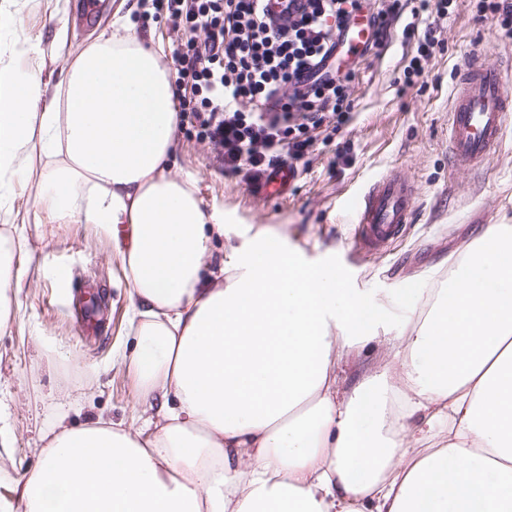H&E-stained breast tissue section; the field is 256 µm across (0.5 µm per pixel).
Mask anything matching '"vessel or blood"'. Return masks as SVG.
Returning <instances> with one entry per match:
<instances>
[{
    "mask_svg": "<svg viewBox=\"0 0 512 512\" xmlns=\"http://www.w3.org/2000/svg\"><path fill=\"white\" fill-rule=\"evenodd\" d=\"M512 121V82L486 53L471 55L460 70L448 110V143L453 165L469 170L502 141ZM416 188L392 172L375 180L351 204L353 238L364 252L403 237L414 219Z\"/></svg>",
    "mask_w": 512,
    "mask_h": 512,
    "instance_id": "vessel-or-blood-1",
    "label": "vessel or blood"
}]
</instances>
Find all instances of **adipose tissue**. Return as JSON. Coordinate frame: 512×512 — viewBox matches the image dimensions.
Segmentation results:
<instances>
[{"instance_id": "adipose-tissue-1", "label": "adipose tissue", "mask_w": 512, "mask_h": 512, "mask_svg": "<svg viewBox=\"0 0 512 512\" xmlns=\"http://www.w3.org/2000/svg\"><path fill=\"white\" fill-rule=\"evenodd\" d=\"M45 95L39 72L0 68V185L38 173L48 223L111 232L138 336L121 361L161 403L148 436L58 421L22 483L24 512H512L511 224L433 272L402 352L346 396L336 368L374 338L384 305L280 233L210 268L224 212L172 172L159 47L121 24ZM42 155L54 170L36 172ZM27 250L0 226V308Z\"/></svg>"}]
</instances>
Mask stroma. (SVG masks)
Segmentation results:
<instances>
[{"mask_svg":"<svg viewBox=\"0 0 512 512\" xmlns=\"http://www.w3.org/2000/svg\"><path fill=\"white\" fill-rule=\"evenodd\" d=\"M478 0H452L438 22L439 44L425 73L403 84V55L416 47L394 33L382 56H367L352 85L350 122L317 143L303 160L283 198L261 196L259 177L228 171L210 146L177 130L173 171L193 179L205 207L224 211V235L211 243V261L225 259L229 246L268 228L280 230L291 248L314 263L336 264L349 287L389 311L380 340L364 343L360 356L336 369L342 393H352L379 368L383 352L398 351L402 328L421 320L412 305L415 289L430 285L436 266L458 261L465 246L493 223L512 224V127L501 147L477 171L451 170L448 150L450 92L468 54L482 49L501 65L512 62V37L476 17ZM146 0H100L95 26L75 28L79 0H0L18 21L17 32L0 33V63L40 71L56 89L73 54L111 32L127 16L162 50L165 66L180 35L166 21L144 18ZM394 171L417 188V211L408 233L378 251L359 257L350 246L348 206L376 177ZM38 179L21 175L0 198V225L37 209ZM30 244L17 257L24 285L11 301V321L0 331V498L23 512L8 480L38 465L44 433L58 418L83 424L104 415L143 426L147 403L134 376L120 366L131 348V290L112 236L95 224H48L22 228ZM96 287L106 308L98 335H84L75 307L86 286Z\"/></svg>","mask_w":512,"mask_h":512,"instance_id":"1","label":"stroma"}]
</instances>
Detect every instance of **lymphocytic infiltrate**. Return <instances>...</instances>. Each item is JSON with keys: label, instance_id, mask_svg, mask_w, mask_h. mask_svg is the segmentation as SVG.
I'll return each mask as SVG.
<instances>
[{"label": "lymphocytic infiltrate", "instance_id": "obj_1", "mask_svg": "<svg viewBox=\"0 0 512 512\" xmlns=\"http://www.w3.org/2000/svg\"><path fill=\"white\" fill-rule=\"evenodd\" d=\"M263 0H152L153 16L185 39L176 50L175 108L224 166L274 172L303 160L322 132L349 122L358 62L337 39L367 14L368 52L382 55L394 30L417 43L405 67L422 76L447 0H306L282 23Z\"/></svg>", "mask_w": 512, "mask_h": 512}]
</instances>
